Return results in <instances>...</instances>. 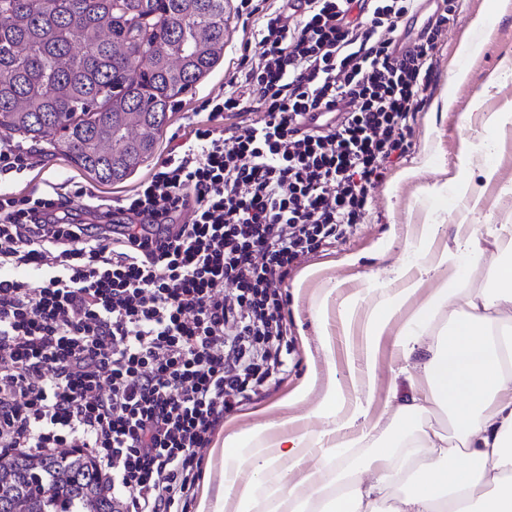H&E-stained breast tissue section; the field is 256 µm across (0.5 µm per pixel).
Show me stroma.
Listing matches in <instances>:
<instances>
[{"mask_svg": "<svg viewBox=\"0 0 512 512\" xmlns=\"http://www.w3.org/2000/svg\"><path fill=\"white\" fill-rule=\"evenodd\" d=\"M486 13L488 27L480 52L459 56L461 39L479 13ZM224 55L192 87L173 97L168 118L157 133L155 153L123 182L95 181L69 156L48 145L0 127V144L11 146L27 159L20 173L0 175V185L16 196H39L57 191L71 201L76 214L86 204L111 209L114 201L131 196L166 158L169 149L188 130V121L203 101L223 95L234 78L243 50L258 52L250 30L244 29L238 0H224ZM436 66L414 116L407 156L389 169L375 189L371 220L354 227L344 241L328 250L313 252L291 268L282 288L287 301L289 354L287 373L262 396L224 418V432L265 425L254 447L269 448L276 442L317 438L335 430L338 447L324 448L328 466L338 461L362 465L371 448L395 432L394 393H406L408 377L415 373L398 347L410 320L433 288L457 279L479 286L494 258L487 248L479 258L459 255L455 266L424 276L417 294L393 315L375 343L367 341L368 315L391 299L403 286L397 270L418 272L453 244L458 229L490 239L497 226L512 224V125L487 140L483 123L493 112L512 113V0H463L453 27L435 49ZM466 71L463 81L452 83V65ZM418 170L416 179L396 181L397 172ZM320 263L321 279L296 285L300 267ZM329 289V304L317 295ZM314 379L309 395L290 406L282 401L306 379ZM340 383L346 408L360 407L363 415L353 427H335L332 420L311 416L329 379ZM368 437L363 447L345 454L341 442L360 432ZM198 496L207 495L217 512H235L238 492L252 481L276 478L288 470L280 460L275 470L255 471L252 464L230 456L227 450L208 446L202 451ZM196 500L187 512H198Z\"/></svg>", "mask_w": 512, "mask_h": 512, "instance_id": "stroma-1", "label": "stroma"}]
</instances>
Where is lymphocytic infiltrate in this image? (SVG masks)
I'll return each instance as SVG.
<instances>
[{"label": "lymphocytic infiltrate", "mask_w": 512, "mask_h": 512, "mask_svg": "<svg viewBox=\"0 0 512 512\" xmlns=\"http://www.w3.org/2000/svg\"><path fill=\"white\" fill-rule=\"evenodd\" d=\"M418 7L240 0L260 47L240 59L248 93L204 101L192 137L117 203L122 222L0 190L1 452L79 448L123 512H187L225 415L286 372L289 269L368 223L410 147L459 0L396 54ZM343 98L350 111L305 126Z\"/></svg>", "instance_id": "lymphocytic-infiltrate-1"}]
</instances>
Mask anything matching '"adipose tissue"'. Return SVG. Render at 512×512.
Here are the masks:
<instances>
[{
    "label": "adipose tissue",
    "mask_w": 512,
    "mask_h": 512,
    "mask_svg": "<svg viewBox=\"0 0 512 512\" xmlns=\"http://www.w3.org/2000/svg\"><path fill=\"white\" fill-rule=\"evenodd\" d=\"M495 264L480 287L434 289L419 320L447 314L429 340L400 342L419 357L411 395L397 414L392 441L372 449L363 474L330 475L325 463L289 440L298 480L244 489L237 512H257L262 499L290 512H512V225L499 228ZM444 413L447 432L428 423Z\"/></svg>",
    "instance_id": "ef3b65f1"
}]
</instances>
